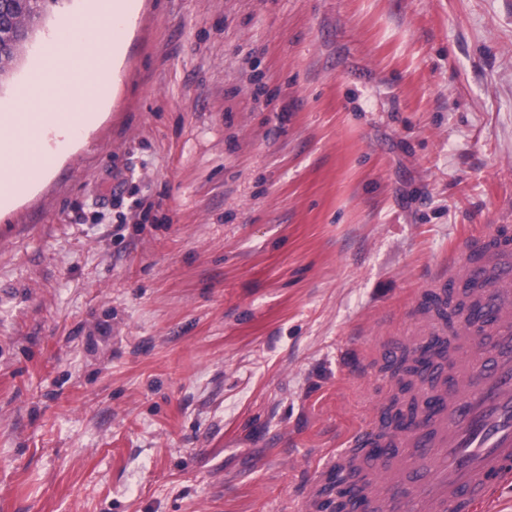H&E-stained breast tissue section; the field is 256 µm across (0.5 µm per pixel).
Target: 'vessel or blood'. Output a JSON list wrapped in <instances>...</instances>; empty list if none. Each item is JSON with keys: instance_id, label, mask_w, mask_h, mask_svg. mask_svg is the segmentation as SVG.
<instances>
[{"instance_id": "1", "label": "vessel or blood", "mask_w": 512, "mask_h": 512, "mask_svg": "<svg viewBox=\"0 0 512 512\" xmlns=\"http://www.w3.org/2000/svg\"><path fill=\"white\" fill-rule=\"evenodd\" d=\"M466 283L473 307L443 319L449 294ZM415 318L429 331L413 351L426 355L436 339L453 336V367L422 364L414 424L373 409L372 433L350 435L323 470L354 465L374 475L353 512H385L384 492L394 485L400 512H496L512 496V224L496 225L457 264L432 274Z\"/></svg>"}]
</instances>
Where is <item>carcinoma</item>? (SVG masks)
Listing matches in <instances>:
<instances>
[{"instance_id":"cac0c4a2","label":"carcinoma","mask_w":512,"mask_h":512,"mask_svg":"<svg viewBox=\"0 0 512 512\" xmlns=\"http://www.w3.org/2000/svg\"><path fill=\"white\" fill-rule=\"evenodd\" d=\"M57 0H0V79L12 68L23 45L21 40L35 30L38 23L47 15L48 3ZM408 355L388 367L395 379L397 392L389 400L386 413L400 420L413 421L416 399L411 378L418 372L419 360L407 365ZM358 488L343 491L338 498L328 497L320 504L326 512H344L350 497Z\"/></svg>"}]
</instances>
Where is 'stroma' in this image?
I'll return each instance as SVG.
<instances>
[{"instance_id":"stroma-1","label":"stroma","mask_w":512,"mask_h":512,"mask_svg":"<svg viewBox=\"0 0 512 512\" xmlns=\"http://www.w3.org/2000/svg\"><path fill=\"white\" fill-rule=\"evenodd\" d=\"M137 2L100 122L0 209V512H303L392 385L371 336L512 224V0Z\"/></svg>"}]
</instances>
